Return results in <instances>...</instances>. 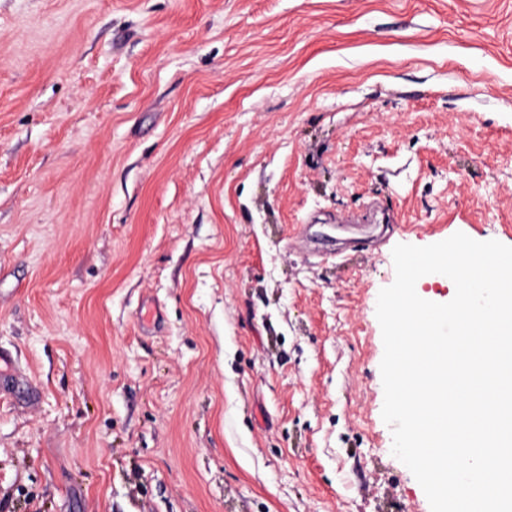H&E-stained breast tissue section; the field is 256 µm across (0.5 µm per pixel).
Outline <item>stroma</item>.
Instances as JSON below:
<instances>
[{
    "mask_svg": "<svg viewBox=\"0 0 512 512\" xmlns=\"http://www.w3.org/2000/svg\"><path fill=\"white\" fill-rule=\"evenodd\" d=\"M458 232L512 0H0V512H431L376 305Z\"/></svg>",
    "mask_w": 512,
    "mask_h": 512,
    "instance_id": "stroma-1",
    "label": "stroma"
}]
</instances>
